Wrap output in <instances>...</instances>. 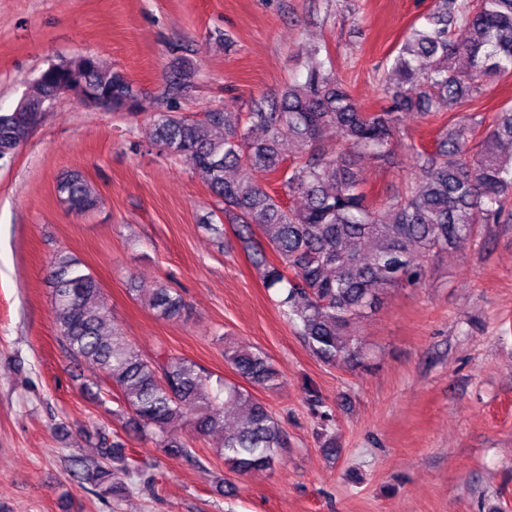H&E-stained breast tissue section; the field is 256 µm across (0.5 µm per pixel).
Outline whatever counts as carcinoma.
I'll use <instances>...</instances> for the list:
<instances>
[{
    "label": "carcinoma",
    "mask_w": 512,
    "mask_h": 512,
    "mask_svg": "<svg viewBox=\"0 0 512 512\" xmlns=\"http://www.w3.org/2000/svg\"><path fill=\"white\" fill-rule=\"evenodd\" d=\"M464 57L461 70L455 60ZM306 78L280 94L251 101L249 112L217 109L196 119L168 108L155 112V143L168 156L205 173L217 210L245 244L263 234L276 254L256 249L269 288L280 287L279 307L320 361L360 364L366 352L353 335L354 320L375 310L388 288L419 285L434 259L462 239L476 237L486 224H511L505 191L512 188V106L497 118L479 142L482 120L443 129L434 150H418L419 175L377 208L368 199L350 155L387 161L401 114L451 111L479 97L488 84L512 74V0H434L424 22L413 24L392 58L390 102L383 112L362 110L338 76L326 47H314L304 61ZM167 94L182 96L193 87L194 73L177 70ZM112 101L115 112L146 110L125 76L96 54H83L44 69L35 91L24 97L30 112L0 113V167L10 164L51 100L55 89ZM259 130L263 138L253 139ZM336 137V153L322 142ZM295 143L297 156L282 152ZM241 174L233 179L226 172ZM258 170L275 178L271 193L255 181ZM56 191L66 207L93 211L100 197L79 170L66 172ZM301 200L288 205L282 197ZM52 299L59 335L76 357L94 363L114 387L120 407L112 416L127 424L164 454L197 464L178 427L186 422L198 436L219 433L214 449L229 471L244 476L272 470L280 461L284 431L271 408L238 384L224 382L212 393L210 374L185 357L164 351L146 358L128 340L102 328L110 318L98 281L66 252L51 262ZM156 316L171 320L185 310L182 296L160 283L144 295ZM224 361L253 387L273 389L280 373L269 358L250 346L227 343ZM311 412L326 426L333 421L322 396L307 393ZM236 409L229 424L228 408ZM101 460L75 461L84 479L106 498L127 491L130 464L125 443L95 429Z\"/></svg>",
    "instance_id": "carcinoma-1"
}]
</instances>
